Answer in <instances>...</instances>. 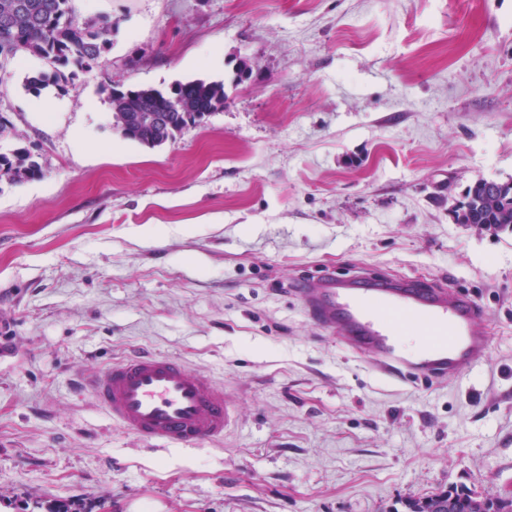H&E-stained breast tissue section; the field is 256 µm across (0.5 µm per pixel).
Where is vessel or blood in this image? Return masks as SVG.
I'll return each instance as SVG.
<instances>
[{"instance_id": "b4317fda", "label": "vessel or blood", "mask_w": 512, "mask_h": 512, "mask_svg": "<svg viewBox=\"0 0 512 512\" xmlns=\"http://www.w3.org/2000/svg\"><path fill=\"white\" fill-rule=\"evenodd\" d=\"M298 295L314 322L390 377L460 382L488 356L481 306L412 278L319 276ZM412 332L423 338L415 351L401 341ZM82 384L114 423L165 449L221 441L234 418L223 386L171 356L131 352Z\"/></svg>"}]
</instances>
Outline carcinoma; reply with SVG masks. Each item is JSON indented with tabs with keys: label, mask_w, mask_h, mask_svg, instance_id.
<instances>
[{
	"label": "carcinoma",
	"mask_w": 512,
	"mask_h": 512,
	"mask_svg": "<svg viewBox=\"0 0 512 512\" xmlns=\"http://www.w3.org/2000/svg\"><path fill=\"white\" fill-rule=\"evenodd\" d=\"M112 17L100 15L78 22L73 0H0V70L19 55L48 61L53 70L27 78L36 94L53 86L67 92L78 73L93 68L112 46ZM224 83L201 79L177 82L169 90L130 89L109 93L113 128L127 140L151 148L177 138L186 128L202 124L224 108ZM145 112L161 116L145 123ZM42 169L35 155L19 148L0 153V181L11 184L35 179ZM467 206L455 210L461 224L512 225V180L479 179L465 192ZM407 512H512V499L486 496L477 499L465 488H450L412 499Z\"/></svg>",
	"instance_id": "1"
}]
</instances>
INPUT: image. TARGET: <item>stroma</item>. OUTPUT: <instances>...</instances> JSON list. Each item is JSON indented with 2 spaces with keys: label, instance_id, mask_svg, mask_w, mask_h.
Returning a JSON list of instances; mask_svg holds the SVG:
<instances>
[{
  "label": "stroma",
  "instance_id": "obj_1",
  "mask_svg": "<svg viewBox=\"0 0 512 512\" xmlns=\"http://www.w3.org/2000/svg\"><path fill=\"white\" fill-rule=\"evenodd\" d=\"M112 47L0 114L42 177L0 182V512H399L512 498V231L449 211L512 179V0H74ZM252 77L232 84L238 62ZM225 84L150 149L112 87ZM468 296L491 334L464 383L397 381L306 315L322 271ZM222 384L223 443L155 450L74 383L131 348ZM405 507L408 512H512V499L493 496L477 499L470 490L453 487L412 499Z\"/></svg>",
  "mask_w": 512,
  "mask_h": 512
}]
</instances>
